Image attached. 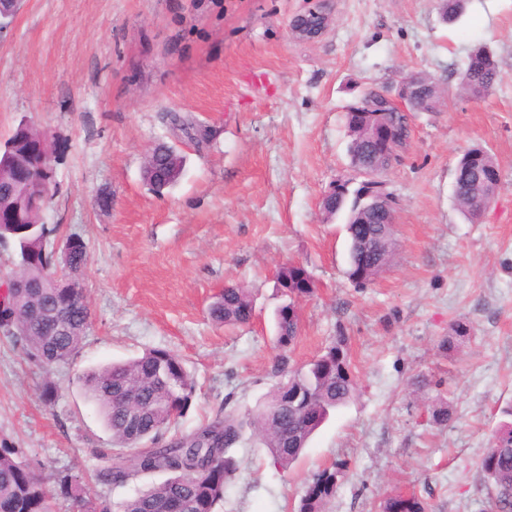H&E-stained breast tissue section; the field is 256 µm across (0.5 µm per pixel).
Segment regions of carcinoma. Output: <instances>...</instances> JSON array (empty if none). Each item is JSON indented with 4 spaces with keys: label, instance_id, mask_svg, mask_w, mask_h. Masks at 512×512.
<instances>
[{
    "label": "carcinoma",
    "instance_id": "obj_1",
    "mask_svg": "<svg viewBox=\"0 0 512 512\" xmlns=\"http://www.w3.org/2000/svg\"><path fill=\"white\" fill-rule=\"evenodd\" d=\"M470 53L487 58V68L472 73L462 68L458 74L461 89L474 96H484L498 81V64L493 51L485 44L474 46ZM422 96L419 111L431 112L440 103L441 90L431 78L416 74ZM375 119L387 121L398 135V148L409 141V122L399 112H382ZM366 118L355 112L345 113L350 137V158H359L365 166L373 165L365 148ZM45 136L33 124L16 125L4 141L16 159V168L0 175V240L13 244L17 256L16 268L6 276L9 281H34L50 272L52 254L48 245L40 242L44 234L51 235L56 227L46 221V208L40 206L27 213L24 223L6 220L14 203L16 177L41 184L51 178L54 166L41 168L39 144ZM495 160L483 147H472L460 156L455 174L454 196L466 219L471 209L494 198L497 187L485 183L479 173ZM183 172V157L172 146L158 143L147 154L142 178L149 189L165 180L174 186ZM338 191L322 201L327 218L346 216L349 238L346 275L357 287L373 283L392 264L396 255L395 229L377 223L372 199L364 181L349 188V182L336 184ZM372 225L374 241L383 243L371 268L363 267L366 244L355 232L359 223ZM88 253L78 252L62 263L69 275L78 277L87 264ZM308 270L299 263L282 265L275 277V287L283 297L275 315L276 360L279 380L256 406L244 413L234 409L219 411L211 422L186 436L176 437L163 447H145L158 440L161 433L176 424L195 397V384L183 360L164 349H151L142 355L121 362L89 368L77 377L88 401L93 403L112 434V453L101 449L96 456L106 466L98 471L105 485L125 486L149 474H164L166 478L153 483L135 496L117 505L91 496L81 479L58 473L53 480L62 496L70 498L76 512H216L224 501L240 469L237 448L251 435L265 448L270 464L288 471L301 457L316 431L337 408L344 406L356 392L347 351L348 337L338 334L324 352L299 368L290 367L287 350L299 333V316L293 313L300 295H313L314 289L304 288ZM11 318L0 322L3 335L23 343L28 356L47 366L69 361L78 351L91 325L87 299H71L68 288L9 289L0 302ZM253 296L249 289L238 285L224 288L210 306L213 322L224 326H243L251 321ZM55 308L70 313L71 327L67 333L45 312ZM469 323L457 320L440 344L442 353L455 348L458 341L470 335ZM130 406L142 407L139 419L131 424L125 419L119 398ZM505 420L492 431V446L480 460L479 471L489 490L488 512H512V405L501 410ZM347 469V462H334L315 474L310 483L317 493L301 494L292 512H325L336 493L338 477ZM381 512H430L428 501L415 494L398 492L383 499ZM0 512H53L52 498L45 488V478L18 459V449L0 447Z\"/></svg>",
    "mask_w": 512,
    "mask_h": 512
}]
</instances>
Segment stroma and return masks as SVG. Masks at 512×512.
<instances>
[{"instance_id":"obj_1","label":"stroma","mask_w":512,"mask_h":512,"mask_svg":"<svg viewBox=\"0 0 512 512\" xmlns=\"http://www.w3.org/2000/svg\"><path fill=\"white\" fill-rule=\"evenodd\" d=\"M315 0H22L0 30V142L20 118L51 141L55 194L47 221L88 247L83 272L92 324L68 363L43 367L0 335V444L36 472L67 471L111 502L151 484L101 485L94 451L112 445L76 377L84 369L169 350L195 382L190 409L162 442L223 407H254L275 384L274 288L280 266L303 264L317 285L299 304L290 364L348 336L355 397L312 437L290 471L253 440L222 512H291L306 483L344 459L327 512H379L389 494L417 492L433 512H483L479 463L501 408L512 404V0H465L446 22L441 0H325L332 17L313 40L292 19ZM494 52L499 80L460 92L474 45ZM443 92L413 113L409 142L382 179L395 202V264L372 284L345 275V219H326L331 185L353 178L345 124L368 89L396 95L408 74ZM208 133L197 145L172 116ZM164 141L184 158L163 194L142 180ZM472 146L500 171L481 223L453 198L455 168ZM112 195L101 209L99 194ZM248 288L247 326L212 322L225 286ZM472 332L438 350L456 320ZM423 375L436 388L414 393ZM52 380V403L41 398ZM447 403L448 426L432 423Z\"/></svg>"}]
</instances>
